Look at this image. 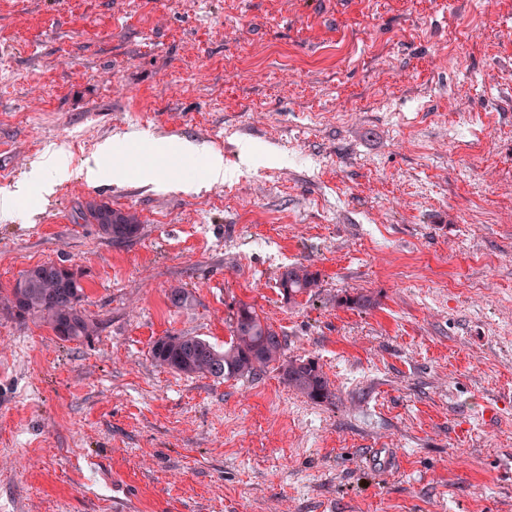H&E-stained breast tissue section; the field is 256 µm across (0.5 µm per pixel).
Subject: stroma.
<instances>
[{
	"instance_id": "stroma-1",
	"label": "stroma",
	"mask_w": 512,
	"mask_h": 512,
	"mask_svg": "<svg viewBox=\"0 0 512 512\" xmlns=\"http://www.w3.org/2000/svg\"><path fill=\"white\" fill-rule=\"evenodd\" d=\"M105 141L123 178L0 220V288L62 263L99 325L0 309V512H512V0H0V189ZM93 199L138 236L102 237ZM299 263L321 286L291 302ZM244 304L330 400L153 360L223 346ZM182 152L193 155H200L204 161L207 180L210 182L223 181L224 179V155L205 146L194 144H183L180 146ZM82 219L89 224H97L99 232L116 243L135 237L141 229L136 213L114 209L102 201L88 202ZM320 280L317 272L311 271L308 266L294 264L288 267L280 276L279 288L288 301L295 300L299 295L306 294L312 297L319 288Z\"/></svg>"
}]
</instances>
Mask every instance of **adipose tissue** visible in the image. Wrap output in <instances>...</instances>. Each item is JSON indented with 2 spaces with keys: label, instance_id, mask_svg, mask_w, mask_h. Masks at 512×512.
Returning a JSON list of instances; mask_svg holds the SVG:
<instances>
[{
  "label": "adipose tissue",
  "instance_id": "obj_1",
  "mask_svg": "<svg viewBox=\"0 0 512 512\" xmlns=\"http://www.w3.org/2000/svg\"><path fill=\"white\" fill-rule=\"evenodd\" d=\"M114 153L111 142L99 145L92 159L87 160L79 169H71L64 151L58 150L36 163L24 180L18 182L14 189L0 192V211H13L25 200L31 188H38L41 193L52 194L56 187L72 177L84 179L87 183L99 182L109 168Z\"/></svg>",
  "mask_w": 512,
  "mask_h": 512
}]
</instances>
